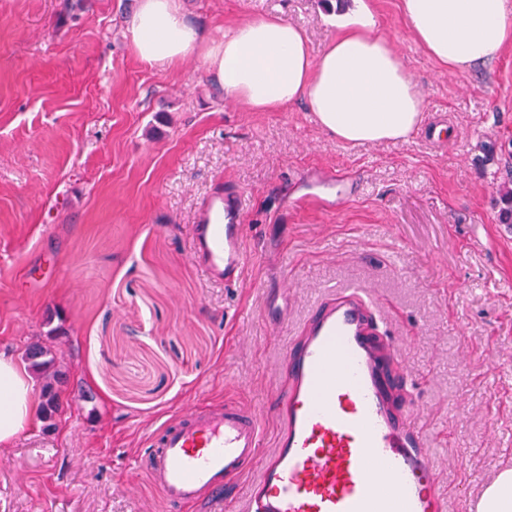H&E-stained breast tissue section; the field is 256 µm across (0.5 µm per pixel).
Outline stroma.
I'll return each mask as SVG.
<instances>
[{"instance_id":"obj_1","label":"stroma","mask_w":512,"mask_h":512,"mask_svg":"<svg viewBox=\"0 0 512 512\" xmlns=\"http://www.w3.org/2000/svg\"><path fill=\"white\" fill-rule=\"evenodd\" d=\"M210 37L280 16L314 53L355 0H181ZM424 98L403 142L352 145L305 104L226 100L198 56L164 67L127 38L138 0H0V353L50 326L72 376L65 414L0 449V512H162L134 467L143 438L201 398L234 399L273 449L286 353L315 306L363 288L399 383L436 448L447 512L512 468V50L450 72L400 0H366ZM434 138H426V131ZM357 192L298 208L312 171ZM243 198L251 260L207 279L190 256L210 199ZM92 401H85L86 393Z\"/></svg>"}]
</instances>
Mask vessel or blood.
<instances>
[{
    "mask_svg": "<svg viewBox=\"0 0 512 512\" xmlns=\"http://www.w3.org/2000/svg\"><path fill=\"white\" fill-rule=\"evenodd\" d=\"M244 201L215 197L194 225L192 255L216 283H235L250 260ZM275 449L236 402H204L147 436L138 468L167 512L223 503L226 488L258 476L243 512H446L437 459L408 411L393 401L365 291L323 300L288 356Z\"/></svg>",
    "mask_w": 512,
    "mask_h": 512,
    "instance_id": "obj_1",
    "label": "vessel or blood"
}]
</instances>
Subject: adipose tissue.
<instances>
[{"mask_svg": "<svg viewBox=\"0 0 512 512\" xmlns=\"http://www.w3.org/2000/svg\"><path fill=\"white\" fill-rule=\"evenodd\" d=\"M409 31L440 65L465 71L512 48V0H400ZM135 55L169 66L198 55L225 99L257 112L303 101L321 127L352 143L407 139L422 120L423 98L372 15L346 24L323 52L280 17L240 21L221 38L190 24L180 0H139L127 27ZM32 375L0 354V446L38 416Z\"/></svg>", "mask_w": 512, "mask_h": 512, "instance_id": "adipose-tissue-1", "label": "adipose tissue"}]
</instances>
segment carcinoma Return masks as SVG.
<instances>
[{
  "mask_svg": "<svg viewBox=\"0 0 512 512\" xmlns=\"http://www.w3.org/2000/svg\"><path fill=\"white\" fill-rule=\"evenodd\" d=\"M23 360L42 382L38 411L46 423V428L50 429L55 426V419L64 411L61 392L71 378L70 370L58 364L53 346L43 339H37L27 346Z\"/></svg>",
  "mask_w": 512,
  "mask_h": 512,
  "instance_id": "carcinoma-1",
  "label": "carcinoma"
}]
</instances>
